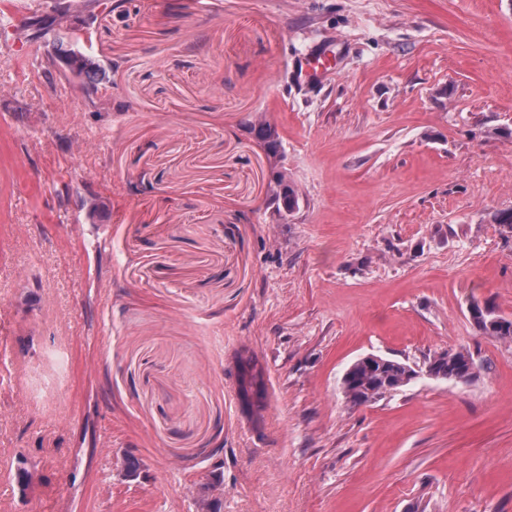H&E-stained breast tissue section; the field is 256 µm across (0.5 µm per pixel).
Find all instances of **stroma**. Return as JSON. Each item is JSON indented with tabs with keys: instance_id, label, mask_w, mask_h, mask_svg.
Here are the masks:
<instances>
[{
	"instance_id": "35a3bbf8",
	"label": "stroma",
	"mask_w": 512,
	"mask_h": 512,
	"mask_svg": "<svg viewBox=\"0 0 512 512\" xmlns=\"http://www.w3.org/2000/svg\"><path fill=\"white\" fill-rule=\"evenodd\" d=\"M53 2L0 0V512H200L219 458L218 512H512V340L469 315L512 318V0H110L68 19L93 94L26 35ZM248 126L255 139L263 145L267 154L276 158L281 150V138L276 127L262 118L248 120ZM273 183L272 193L273 199L280 210L283 209V204L290 207L299 206V193L294 185L288 183V178L283 171L276 169L272 172ZM472 304V319L476 328L484 336L496 337L499 340H512V319L498 314L493 308H480ZM438 355L428 361V363L433 362L438 374L442 373L448 379L463 382H468L476 376L477 365L473 354L468 349L460 347L446 351V357L437 358ZM239 389L246 401L248 411L251 407L259 412L264 409L267 399V377L262 366H258L253 356L240 355L237 360ZM384 358L385 362L375 367L360 364V360H380V356L369 354L349 366L352 370L341 382L342 393L348 402L354 405L371 403L407 385L406 366L409 365Z\"/></svg>"
}]
</instances>
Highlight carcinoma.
Returning <instances> with one entry per match:
<instances>
[{
  "mask_svg": "<svg viewBox=\"0 0 512 512\" xmlns=\"http://www.w3.org/2000/svg\"><path fill=\"white\" fill-rule=\"evenodd\" d=\"M52 52L49 53L50 65H58L75 78L83 80L87 92L93 93L102 76V66L94 57L73 48L81 41L79 30L62 31L52 26L48 32ZM248 126L255 139L261 143L267 154L273 158L280 154L281 138L274 125L261 118L248 121ZM273 199L278 208L288 205L299 206V193L294 185L288 183L286 174L278 169L272 172ZM472 319L476 328L485 336L499 340H512V319L498 314L494 309L472 306ZM436 372L449 379L468 382L476 376L477 365L473 354L466 348L446 351L444 357L431 359ZM239 389L246 405L259 412L264 409L267 399V377L263 367L252 356H239ZM352 370L341 382L345 399L354 405L374 402L385 395L405 386L406 364L385 359L383 364L375 367L363 365L360 361L351 364Z\"/></svg>",
  "mask_w": 512,
  "mask_h": 512,
  "instance_id": "carcinoma-1",
  "label": "carcinoma"
}]
</instances>
